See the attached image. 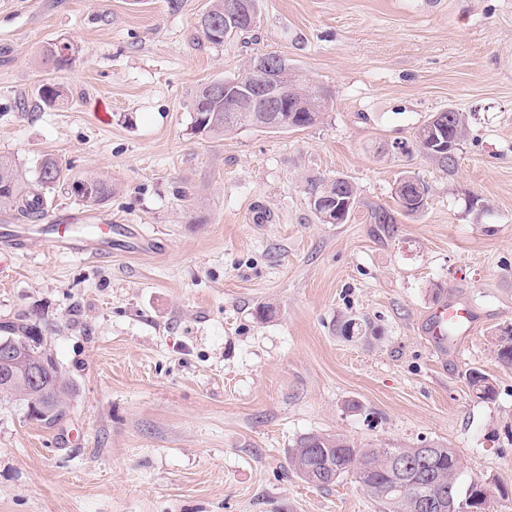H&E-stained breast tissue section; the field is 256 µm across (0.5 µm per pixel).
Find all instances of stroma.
<instances>
[{
	"label": "stroma",
	"mask_w": 512,
	"mask_h": 512,
	"mask_svg": "<svg viewBox=\"0 0 512 512\" xmlns=\"http://www.w3.org/2000/svg\"><path fill=\"white\" fill-rule=\"evenodd\" d=\"M209 5L0 0V157L33 187L55 158L46 212L117 226L99 260L37 237L0 252V324L36 315L76 384L50 428L0 403V512H388L353 476L321 489L290 471L311 432L444 444L463 482L512 483V367L491 343L512 326V0H259L220 46L197 31ZM56 41L62 71L42 57ZM266 53L331 90L321 121L195 133L198 86ZM47 82L63 106L40 103ZM451 109L454 167L381 153ZM407 171L430 187L415 215L396 200ZM319 176L354 184L346 223L310 207ZM88 177L112 187L91 208L69 187ZM449 298L475 325L446 352L426 319ZM351 315L381 337L345 339ZM468 386L476 397L491 400L495 395V387L488 375L478 369H472L467 377Z\"/></svg>",
	"instance_id": "35a3bbf8"
}]
</instances>
